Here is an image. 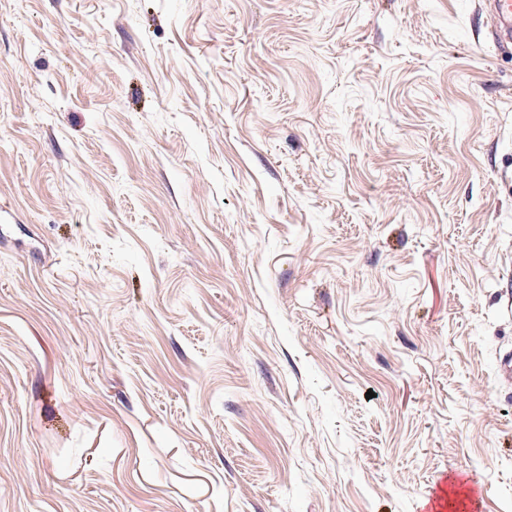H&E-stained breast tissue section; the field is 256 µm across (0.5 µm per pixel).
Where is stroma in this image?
I'll list each match as a JSON object with an SVG mask.
<instances>
[{"label":"stroma","instance_id":"35a3bbf8","mask_svg":"<svg viewBox=\"0 0 512 512\" xmlns=\"http://www.w3.org/2000/svg\"><path fill=\"white\" fill-rule=\"evenodd\" d=\"M509 353L475 0H0V512H512Z\"/></svg>","mask_w":512,"mask_h":512}]
</instances>
